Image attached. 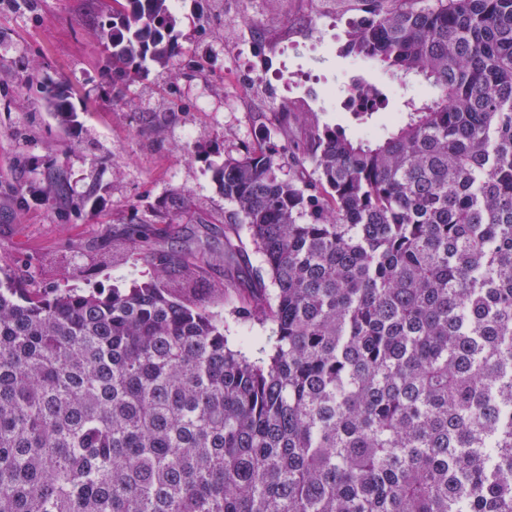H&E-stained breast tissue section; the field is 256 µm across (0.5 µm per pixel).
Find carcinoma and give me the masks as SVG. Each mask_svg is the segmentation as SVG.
Wrapping results in <instances>:
<instances>
[{
  "instance_id": "obj_1",
  "label": "carcinoma",
  "mask_w": 512,
  "mask_h": 512,
  "mask_svg": "<svg viewBox=\"0 0 512 512\" xmlns=\"http://www.w3.org/2000/svg\"><path fill=\"white\" fill-rule=\"evenodd\" d=\"M363 2L339 53L433 95L224 156L264 335L153 280H0V512H512V0ZM102 27L115 85L177 53L169 0Z\"/></svg>"
}]
</instances>
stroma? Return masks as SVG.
Instances as JSON below:
<instances>
[{
	"mask_svg": "<svg viewBox=\"0 0 512 512\" xmlns=\"http://www.w3.org/2000/svg\"><path fill=\"white\" fill-rule=\"evenodd\" d=\"M104 0H0V267L37 288L108 292L153 277L183 303L229 317L267 272L215 178L224 156L257 145L288 113L287 154L305 151L315 128L359 123L347 105L352 79L381 88L386 104L368 126L391 124L424 83L390 79L338 53L362 0H257L234 28L233 0H171L178 52L148 63L122 90L100 37ZM260 56L265 70L253 74ZM204 69L191 74L190 61ZM50 83L78 114L63 129L34 99ZM61 171L81 213L52 204L48 172ZM164 212L174 224L155 246L166 265L130 250L132 220ZM200 266L183 287L180 259Z\"/></svg>",
	"mask_w": 512,
	"mask_h": 512,
	"instance_id": "1",
	"label": "stroma"
}]
</instances>
